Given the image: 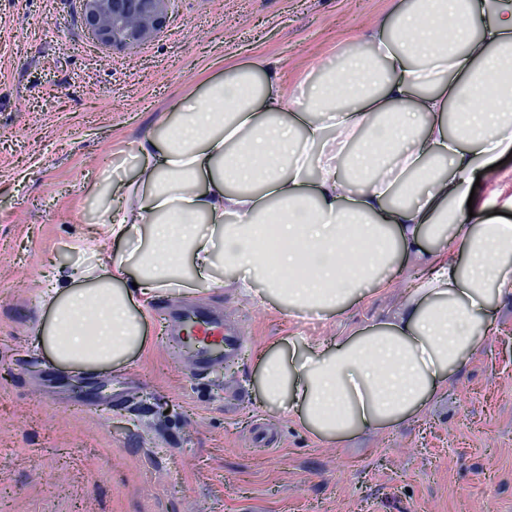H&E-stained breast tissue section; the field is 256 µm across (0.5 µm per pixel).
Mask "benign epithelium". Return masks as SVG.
Wrapping results in <instances>:
<instances>
[{
    "label": "benign epithelium",
    "mask_w": 512,
    "mask_h": 512,
    "mask_svg": "<svg viewBox=\"0 0 512 512\" xmlns=\"http://www.w3.org/2000/svg\"><path fill=\"white\" fill-rule=\"evenodd\" d=\"M85 24L102 45L124 49L153 39L165 26L168 0H83Z\"/></svg>",
    "instance_id": "1"
}]
</instances>
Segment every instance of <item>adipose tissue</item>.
<instances>
[{"label": "adipose tissue", "instance_id": "adipose-tissue-1", "mask_svg": "<svg viewBox=\"0 0 512 512\" xmlns=\"http://www.w3.org/2000/svg\"><path fill=\"white\" fill-rule=\"evenodd\" d=\"M175 111L86 242L97 263L51 279L37 345L91 375L144 352L150 302L215 286L220 267L248 296L340 314L410 265L383 321L263 349L260 391L336 443L420 413L492 333L490 299L512 301V225L488 219L496 197L470 199L512 156V0H411L306 98L257 57ZM268 229L282 279L259 259Z\"/></svg>", "mask_w": 512, "mask_h": 512}]
</instances>
